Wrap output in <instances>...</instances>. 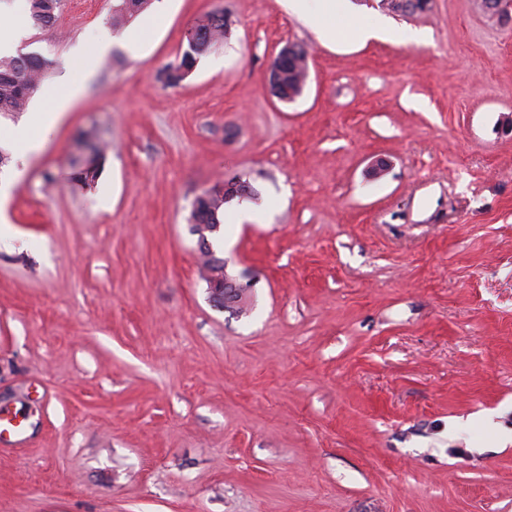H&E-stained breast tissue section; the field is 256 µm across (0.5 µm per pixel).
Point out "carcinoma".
<instances>
[{
  "instance_id": "cac0c4a2",
  "label": "carcinoma",
  "mask_w": 512,
  "mask_h": 512,
  "mask_svg": "<svg viewBox=\"0 0 512 512\" xmlns=\"http://www.w3.org/2000/svg\"><path fill=\"white\" fill-rule=\"evenodd\" d=\"M29 17L33 26L51 27L58 19L62 0H28ZM150 0H117L112 11V27L120 29L143 12ZM227 31L224 12L216 11L201 16L185 33L187 48L179 61L163 68L158 79L169 86H178L194 70L198 58L208 48L223 41ZM294 54L283 65L282 98L288 91H300L306 82L307 50L293 45ZM48 63L37 55L0 56V116L17 118L38 92L45 77ZM106 160V143L100 131L93 126L80 141L78 154L71 158L77 180L87 189L95 187ZM224 184L217 183L196 196L191 204L188 223L221 224L224 220Z\"/></svg>"
}]
</instances>
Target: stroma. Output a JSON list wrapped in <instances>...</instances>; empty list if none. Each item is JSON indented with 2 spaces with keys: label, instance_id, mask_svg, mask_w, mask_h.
Returning <instances> with one entry per match:
<instances>
[{
  "label": "stroma",
  "instance_id": "35a3bbf8",
  "mask_svg": "<svg viewBox=\"0 0 512 512\" xmlns=\"http://www.w3.org/2000/svg\"><path fill=\"white\" fill-rule=\"evenodd\" d=\"M115 3L63 0L40 30L0 0L44 87L83 88L34 153L0 118V417L22 421L0 512H512V444L483 419L512 430V22L342 0L394 34L330 44L281 0H153L134 51ZM214 10L223 44L160 83ZM288 43L310 80L283 103L266 74ZM93 125L112 150L85 191L69 159ZM235 175L260 197L213 239L254 283L239 315L188 224Z\"/></svg>",
  "mask_w": 512,
  "mask_h": 512
}]
</instances>
